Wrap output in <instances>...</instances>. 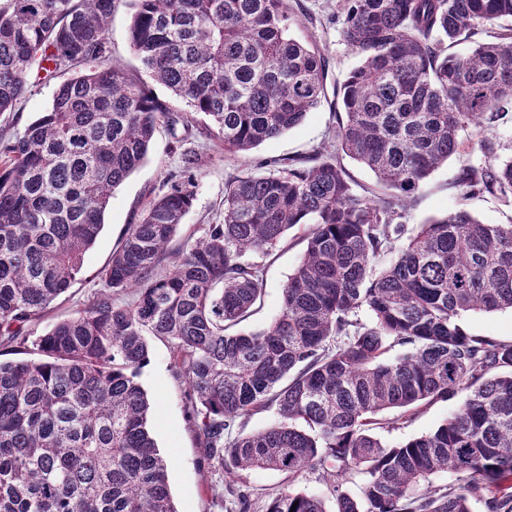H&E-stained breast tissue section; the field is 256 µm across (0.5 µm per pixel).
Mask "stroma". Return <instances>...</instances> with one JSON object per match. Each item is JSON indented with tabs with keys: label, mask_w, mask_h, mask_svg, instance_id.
Returning <instances> with one entry per match:
<instances>
[{
	"label": "stroma",
	"mask_w": 512,
	"mask_h": 512,
	"mask_svg": "<svg viewBox=\"0 0 512 512\" xmlns=\"http://www.w3.org/2000/svg\"><path fill=\"white\" fill-rule=\"evenodd\" d=\"M295 37L314 43L329 60L328 89H335L355 66L357 59L341 42L334 27L327 23L336 7V0H288ZM130 10L128 0H114L107 38L112 46L114 63L140 82L149 76L142 69L129 40ZM54 83L39 84L25 95L14 112L0 116V134L22 131L39 112L49 106ZM335 100L327 98L304 121L277 139L265 142L247 154L225 152L223 141L209 136L202 124L183 130L184 146L199 151L202 163L196 172L195 202L179 230L187 236L197 225L222 222L224 217V186L228 180L259 172V164L270 159L299 158L319 148L334 149L332 137L336 125ZM167 128H160L143 164L117 188L106 210L105 226L96 244L86 253L84 267L70 291L54 302L41 322L33 326V335L46 333L54 323L83 309L89 302L96 273L106 264L118 244L126 224L132 223L147 201L158 193L169 175L181 165L179 152L170 148ZM479 152L454 156L447 166L438 169L425 182L406 217L407 224L416 225L442 216L467 204L473 214L487 224H504L512 219V202L505 203L491 196L462 200L450 180L454 170L467 161H475ZM299 229H291L293 245L281 246L275 255L263 259L265 294L261 307L246 320L244 329L255 330L271 324L282 310V289L299 264L303 247L296 244ZM466 329L475 335L499 341H512V311L468 313L462 318ZM139 382L152 401L150 431L160 452L169 461L168 482L177 512H225L213 499L208 486L226 484L225 475L205 472L198 448L183 406V387L174 377L168 347L161 341L151 343L150 362L139 376ZM454 408L453 402H437L421 408L407 423L385 425L378 436L387 446H396L408 439L433 431L443 423Z\"/></svg>",
	"instance_id": "stroma-1"
}]
</instances>
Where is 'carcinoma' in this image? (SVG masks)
Instances as JSON below:
<instances>
[{
	"instance_id": "1",
	"label": "carcinoma",
	"mask_w": 512,
	"mask_h": 512,
	"mask_svg": "<svg viewBox=\"0 0 512 512\" xmlns=\"http://www.w3.org/2000/svg\"><path fill=\"white\" fill-rule=\"evenodd\" d=\"M113 0H0V114L71 73L46 111L0 137V512H177L169 461L138 381L150 338L167 343L205 465L292 480L318 471L333 512H512V342L473 335L469 312L512 310V221L462 203L405 223L433 171L468 152L461 199L512 201V0H338L329 22L358 59L336 84V153L321 150L224 187V221L177 239L199 156L125 226L87 306L31 338L69 291L114 190L158 128L202 118L229 153L299 125L326 97V61L290 35L286 0H129L130 44L186 107L172 117L112 63ZM493 30L491 39L477 36ZM472 43L462 54L450 49ZM346 157L374 174L359 185ZM306 227L302 260L267 327L233 332L261 305L262 265ZM395 260L376 270L384 253ZM366 309L372 322L358 313ZM399 351L393 356L391 352ZM456 401L432 432L389 447L378 415ZM279 420L248 431L261 412ZM438 472L456 475L446 488ZM361 481V496L347 484ZM232 512L253 493L226 487ZM328 512L285 488L265 512Z\"/></svg>"
}]
</instances>
